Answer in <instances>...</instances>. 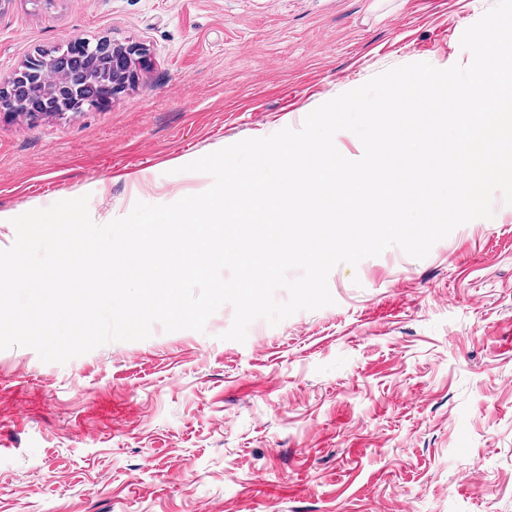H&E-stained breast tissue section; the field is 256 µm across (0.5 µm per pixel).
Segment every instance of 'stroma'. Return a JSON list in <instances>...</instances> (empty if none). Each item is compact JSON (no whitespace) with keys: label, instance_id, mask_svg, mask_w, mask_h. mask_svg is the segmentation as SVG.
Wrapping results in <instances>:
<instances>
[{"label":"stroma","instance_id":"35a3bbf8","mask_svg":"<svg viewBox=\"0 0 512 512\" xmlns=\"http://www.w3.org/2000/svg\"><path fill=\"white\" fill-rule=\"evenodd\" d=\"M495 0H12L0 87L69 40L139 43L103 108L0 114L13 218L88 196L99 225L201 193L189 162L301 128L390 68L445 69ZM427 257L328 276L333 305L224 339L113 341L66 363L0 351V512H512V205Z\"/></svg>","mask_w":512,"mask_h":512}]
</instances>
